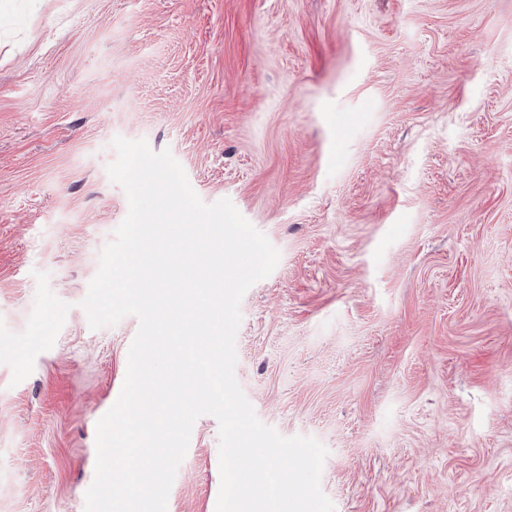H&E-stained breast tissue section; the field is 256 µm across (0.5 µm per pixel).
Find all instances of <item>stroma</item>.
Returning <instances> with one entry per match:
<instances>
[{
    "mask_svg": "<svg viewBox=\"0 0 512 512\" xmlns=\"http://www.w3.org/2000/svg\"><path fill=\"white\" fill-rule=\"evenodd\" d=\"M118 137L279 251L235 376L335 512H512V0H0V512H85ZM219 490L204 415L167 512Z\"/></svg>",
    "mask_w": 512,
    "mask_h": 512,
    "instance_id": "stroma-1",
    "label": "stroma"
}]
</instances>
